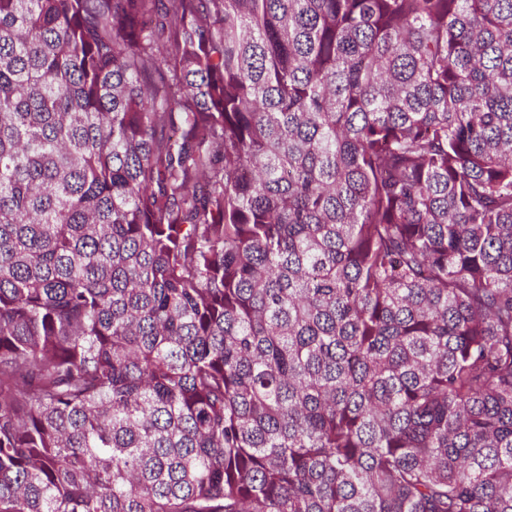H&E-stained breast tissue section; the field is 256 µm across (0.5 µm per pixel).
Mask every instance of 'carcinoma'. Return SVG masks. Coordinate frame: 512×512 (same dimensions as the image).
<instances>
[{"mask_svg": "<svg viewBox=\"0 0 512 512\" xmlns=\"http://www.w3.org/2000/svg\"><path fill=\"white\" fill-rule=\"evenodd\" d=\"M0 512H512V0H0Z\"/></svg>", "mask_w": 512, "mask_h": 512, "instance_id": "obj_1", "label": "carcinoma"}]
</instances>
